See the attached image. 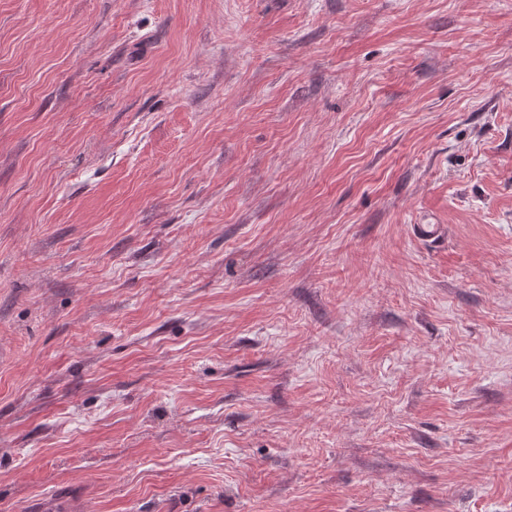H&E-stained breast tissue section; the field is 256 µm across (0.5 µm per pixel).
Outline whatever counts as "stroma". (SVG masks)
<instances>
[{
    "mask_svg": "<svg viewBox=\"0 0 512 512\" xmlns=\"http://www.w3.org/2000/svg\"><path fill=\"white\" fill-rule=\"evenodd\" d=\"M69 486L512 512V0H0V512Z\"/></svg>",
    "mask_w": 512,
    "mask_h": 512,
    "instance_id": "35a3bbf8",
    "label": "stroma"
}]
</instances>
